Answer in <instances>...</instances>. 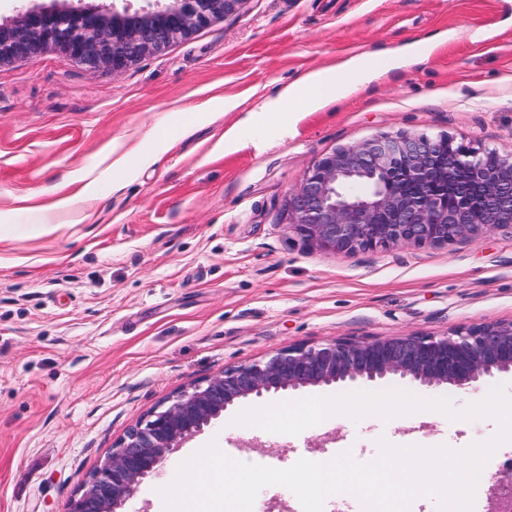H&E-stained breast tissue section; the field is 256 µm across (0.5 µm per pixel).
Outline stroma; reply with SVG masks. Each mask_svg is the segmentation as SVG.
Listing matches in <instances>:
<instances>
[{"label":"stroma","instance_id":"35a3bbf8","mask_svg":"<svg viewBox=\"0 0 512 512\" xmlns=\"http://www.w3.org/2000/svg\"><path fill=\"white\" fill-rule=\"evenodd\" d=\"M427 59L329 106L285 112L232 150L244 110L308 72ZM156 141L116 165L106 145ZM424 133L512 155V0H246L163 52L90 72L63 51L0 65V512H67L126 431L175 392L295 344L443 336L512 320V230L346 256L288 230L285 199L324 154ZM88 189L37 224L30 193ZM488 419L331 417L300 434L221 419L184 442L125 512H163L159 487L209 441L286 469L376 441L460 449Z\"/></svg>","mask_w":512,"mask_h":512}]
</instances>
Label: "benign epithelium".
I'll list each match as a JSON object with an SVG mask.
<instances>
[{
  "label": "benign epithelium",
  "mask_w": 512,
  "mask_h": 512,
  "mask_svg": "<svg viewBox=\"0 0 512 512\" xmlns=\"http://www.w3.org/2000/svg\"><path fill=\"white\" fill-rule=\"evenodd\" d=\"M244 2L165 0L134 11L34 4L0 21V64L57 46L87 70H122L235 14ZM439 182L447 185L452 200L435 189ZM285 209L296 236L344 255L446 245L512 228V157L480 154L425 134L372 137L321 157L288 193ZM508 372L512 321L461 327L440 337L334 338L289 346L177 392L166 407L115 443L71 499L68 512H123L126 501L170 454L246 400L384 379L469 390ZM485 512H512V467L488 485Z\"/></svg>",
  "instance_id": "1"
}]
</instances>
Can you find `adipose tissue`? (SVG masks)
<instances>
[{"mask_svg": "<svg viewBox=\"0 0 512 512\" xmlns=\"http://www.w3.org/2000/svg\"><path fill=\"white\" fill-rule=\"evenodd\" d=\"M389 69V64L377 66L368 57L358 55L340 65L314 70L301 81L289 85L277 97L261 98L249 110V124L262 128L266 126L270 113L299 112L335 101L357 91L359 83Z\"/></svg>", "mask_w": 512, "mask_h": 512, "instance_id": "obj_1", "label": "adipose tissue"}]
</instances>
